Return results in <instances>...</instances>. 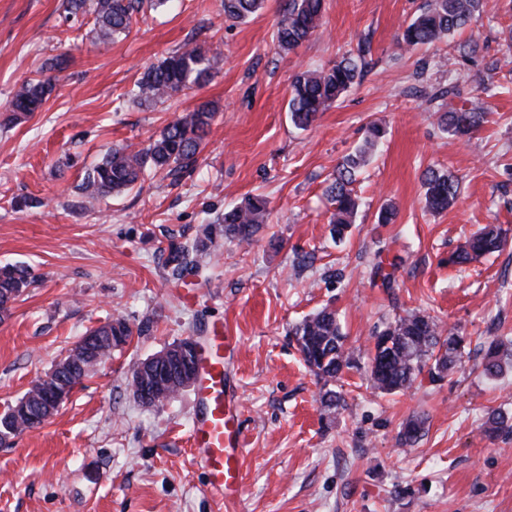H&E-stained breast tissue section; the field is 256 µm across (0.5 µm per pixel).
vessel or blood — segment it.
Returning <instances> with one entry per match:
<instances>
[{
    "mask_svg": "<svg viewBox=\"0 0 512 512\" xmlns=\"http://www.w3.org/2000/svg\"><path fill=\"white\" fill-rule=\"evenodd\" d=\"M206 331L197 348L192 384L191 445L205 470L210 490L232 499L241 491L239 452L243 445L224 369V351L231 348L232 339L214 324Z\"/></svg>",
    "mask_w": 512,
    "mask_h": 512,
    "instance_id": "b4317fda",
    "label": "vessel or blood"
}]
</instances>
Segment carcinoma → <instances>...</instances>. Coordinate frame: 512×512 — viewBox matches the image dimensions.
Returning <instances> with one entry per match:
<instances>
[{
  "label": "carcinoma",
  "mask_w": 512,
  "mask_h": 512,
  "mask_svg": "<svg viewBox=\"0 0 512 512\" xmlns=\"http://www.w3.org/2000/svg\"><path fill=\"white\" fill-rule=\"evenodd\" d=\"M170 0H64L69 15H94L93 31L100 40H112L129 31L133 17L143 8L164 10ZM264 7V0H224V15L244 21ZM481 0H427L420 14L401 31L400 45L418 48L443 40L448 34L465 28L476 13ZM324 0H288L275 31L280 50L288 52L308 40L321 26ZM221 63V53L188 44L160 63L147 68L136 84V97L145 103L165 102L174 96L201 86ZM369 62L365 51L345 52L331 66L298 72L291 83L288 112L291 123L306 129L321 113L327 111L351 88L361 83ZM53 90L52 79H29L15 92L11 101V120L18 121L38 111ZM449 90L433 88L427 102L440 112V128L454 136L464 137L476 131L487 118L482 103L470 101L458 109H448L445 98ZM216 115V107L206 101L167 124L148 146L130 151L114 148L89 168L78 190L89 197L119 194L133 189L145 172L164 171L174 179L194 169L197 156ZM384 128L374 124L368 129L365 142L344 157L325 194L334 206L331 216L333 235L339 237L354 223L359 202L350 185L366 164L369 156L385 137ZM423 187L427 207L442 211L456 199L459 180L445 170L429 169L424 173ZM268 201L262 195L248 196L240 204L224 211V217L207 224L192 245L171 242L166 266L175 279L200 269L198 257L207 253L214 240L225 237L240 243H251L266 223ZM500 227H486L470 240L468 248L451 255L448 262L463 264L474 257L493 253L505 243ZM32 284L28 271L16 265L0 266V319L10 315L12 304ZM100 340L89 351L62 370H52L27 391L15 405L0 415V446L26 430L34 429L57 407L48 395L65 400L82 383L90 370L112 356V350L126 345L132 335L129 324L117 318L92 330ZM298 350L311 371L330 381L353 365L345 350L344 336L336 311L324 308L295 325L291 330ZM372 362L381 365L371 371L373 386L383 393H394L411 385L423 370L431 380H439L454 371L465 353V337L448 332L442 335L437 321L429 316L408 314L388 322L373 334ZM502 344L489 345L484 357V373L496 377L503 371ZM174 368L161 358L148 369L135 370L132 375L134 394L143 386L151 387L157 402L172 398L184 388ZM486 436L512 433L509 417L501 413L488 415L483 423Z\"/></svg>",
  "instance_id": "carcinoma-1"
}]
</instances>
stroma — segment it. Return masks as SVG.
Returning a JSON list of instances; mask_svg holds the SVG:
<instances>
[{"label":"stroma","mask_w":512,"mask_h":512,"mask_svg":"<svg viewBox=\"0 0 512 512\" xmlns=\"http://www.w3.org/2000/svg\"><path fill=\"white\" fill-rule=\"evenodd\" d=\"M425 2L326 0L322 26L284 52L274 31L285 0H266L244 23L225 17L222 0H173L105 42L92 16L66 19L62 0H0V264L33 280L0 321V412L87 330L122 318L134 331L41 427L0 446V512H512V434L481 431L491 411L512 416V367L491 378L481 365L482 345L512 339V0H483L463 32L405 49L398 36ZM470 40L476 52L460 54ZM190 42L220 50L219 72L168 102H133L145 68ZM361 42L371 61L361 84L295 129L293 75ZM56 57L43 107L9 123L15 89ZM433 87L450 89L452 107L483 100L488 123L463 138L442 132L422 105ZM202 99L218 112L193 171L149 174L119 195L79 193L106 151L146 146ZM373 123L386 139L357 176L361 205L338 240L326 180ZM430 167L460 180L439 214L424 199ZM250 194L267 197V227L248 246L219 240L185 302L165 266L169 242H193ZM386 204L394 223L377 221ZM487 225L506 230L504 247L449 264ZM383 246L397 263L389 289L372 281ZM325 306L354 360L328 383L289 334ZM411 312L467 336L470 353L442 380L375 390L371 336ZM207 323L237 341L226 370L243 489L231 502L211 492L191 446V391L146 406L130 388L142 360ZM328 388L342 407H324ZM416 415L422 437L401 444Z\"/></svg>","instance_id":"obj_1"}]
</instances>
